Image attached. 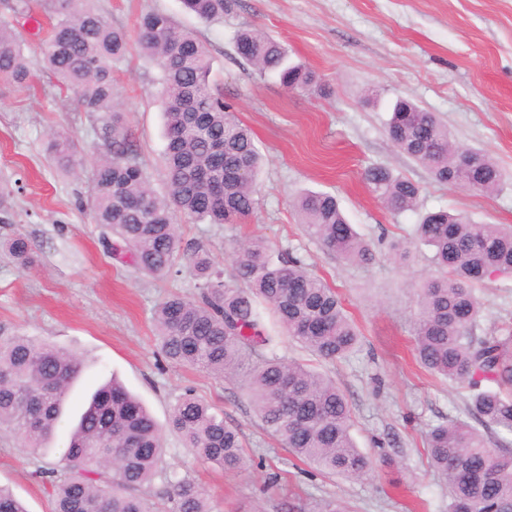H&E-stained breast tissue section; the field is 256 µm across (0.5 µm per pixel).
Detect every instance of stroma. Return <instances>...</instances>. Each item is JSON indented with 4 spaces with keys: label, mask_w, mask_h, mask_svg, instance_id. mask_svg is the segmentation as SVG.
Instances as JSON below:
<instances>
[{
    "label": "stroma",
    "mask_w": 512,
    "mask_h": 512,
    "mask_svg": "<svg viewBox=\"0 0 512 512\" xmlns=\"http://www.w3.org/2000/svg\"><path fill=\"white\" fill-rule=\"evenodd\" d=\"M114 26L136 33L140 17L160 11L193 31L213 58V83L236 107L264 157L258 207L240 224L181 223L183 244L208 252L232 279V252L251 238L298 257L336 287L362 341L349 357L314 361L276 322L280 356L313 364L335 381L353 416L351 435L374 462L366 478L326 477L280 448L262 430L242 381L212 378L168 362L156 337L154 310L170 293L197 297L188 269L154 279L112 259L104 226L93 223L88 197L94 158L91 123L79 96L59 89L39 46L50 21L30 4L15 23L29 46L27 87L0 84V206L11 221L0 241L20 235L34 262L18 265L0 250V333L20 332L80 353L86 370L66 405L73 421L83 399L118 379L162 430L164 466L206 490L214 512H314L336 502L347 512H448V487L430 467L423 436L449 420H469L457 384L430 375L412 355L414 291L434 275L429 247L413 228L423 213L458 211L480 224L512 225V0H231L223 20L205 23L182 0H98ZM256 27L280 40L293 61L324 84V95L291 93L237 52L238 30ZM158 70L131 49L114 72L126 126L157 194H164L165 119ZM376 89L377 98L367 96ZM413 100L447 124L454 140L483 151L505 174L486 196L435 183L429 170L399 152L385 123L397 98ZM63 129L87 152L72 177L49 159L48 132ZM381 165L420 185L417 211L394 214L369 192L368 167ZM304 190L335 194L368 244L370 262L351 264L306 235L294 208ZM477 331L512 326V277L476 287ZM193 393L239 427L249 470L227 472L199 462L168 428L172 407ZM38 463L0 433V486L28 512H52L34 476Z\"/></svg>",
    "instance_id": "stroma-1"
}]
</instances>
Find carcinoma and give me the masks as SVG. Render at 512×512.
<instances>
[{
	"mask_svg": "<svg viewBox=\"0 0 512 512\" xmlns=\"http://www.w3.org/2000/svg\"><path fill=\"white\" fill-rule=\"evenodd\" d=\"M52 19L41 51L61 88L80 94L89 114L97 155L91 180L94 222L106 225L113 259L152 277L168 275L186 258L201 291L194 299L164 298L155 310L164 356L216 379L242 377L266 432L297 459L321 473L363 478L372 460L357 448L346 396L322 373L278 356L277 337L266 328L269 309L302 349L319 360L344 358L360 342L336 291L301 260L273 254L260 240L238 244L232 259L238 282L224 281L209 254L185 248L177 217L209 224H236L257 206L262 155L231 103L210 83L212 57L191 32L161 13L138 23L137 44L159 70L167 146V193L159 196L123 122L113 77L131 48L129 34L93 6V0H40ZM206 22L224 17L229 0H183ZM243 59L278 76L290 91L321 89L315 74L288 62L278 40L252 28L239 30ZM32 77L14 20L0 18V81L23 86ZM387 134L402 153L422 163L442 185L470 184L487 195L503 174L484 152L458 146L447 125L405 100H397ZM48 151L68 173L83 167L82 152L63 130L52 132ZM372 195L393 213L416 209L420 186L382 166L364 173ZM295 208L306 234L351 263L371 259L368 245L349 224L336 196L305 192ZM417 240L430 247L440 275L417 292L414 349L429 372L456 383L470 415L485 428L512 434V328L477 334L480 303L474 285L512 274V226L475 224L458 212L427 213ZM10 254L32 264L24 237L9 240ZM83 371V359L49 342L14 334L0 339V431L13 434L29 456L40 459L61 422L63 404ZM197 460L239 471L246 463L239 429L196 397L177 400L169 420ZM512 442H492L465 421L431 428L425 445L431 465L447 480L448 512H512ZM161 429L125 387L113 379L97 389L69 433L55 466L34 476L48 489L53 512H213L205 490L165 469ZM161 480L162 489L153 485ZM0 512H27L0 488Z\"/></svg>",
	"mask_w": 512,
	"mask_h": 512,
	"instance_id": "carcinoma-1",
	"label": "carcinoma"
}]
</instances>
